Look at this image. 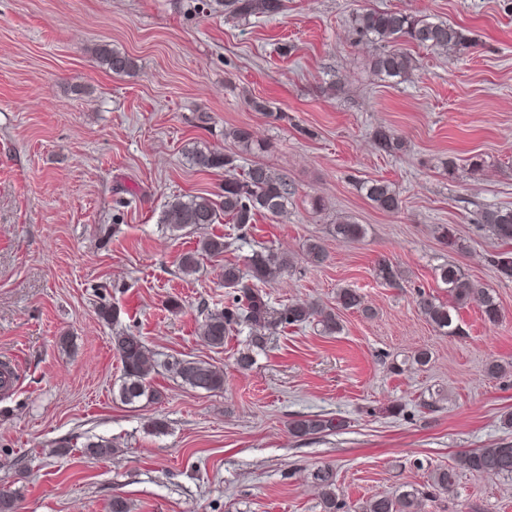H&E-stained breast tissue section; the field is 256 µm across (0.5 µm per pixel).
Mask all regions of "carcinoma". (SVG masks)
Instances as JSON below:
<instances>
[{
	"mask_svg": "<svg viewBox=\"0 0 512 512\" xmlns=\"http://www.w3.org/2000/svg\"><path fill=\"white\" fill-rule=\"evenodd\" d=\"M227 7L236 18L262 14L274 16L283 9L282 0H228ZM354 30L370 43L383 44L404 39L419 46L440 49L448 53L472 45L463 29L446 22H433L424 16L392 11H366L353 16ZM98 62L116 75L128 74L135 68L134 59L126 53L101 46L94 50ZM377 72L406 81L411 78L412 66L409 57L399 50H379L373 57ZM378 148L386 153L402 149L403 144L394 132L386 127L375 131ZM193 163L202 169H231L235 158L211 150L192 151ZM361 189L378 209L395 213L401 208V199L395 188L383 180H371L362 184ZM293 194L286 180L262 165L255 164L244 171L240 178L224 180L219 199L208 194L177 197L166 205L160 223L173 231L193 233L207 224L218 222L220 215L229 217L240 230L247 229L258 214L271 218L284 215ZM479 223L492 229L503 242L512 241V208L509 206H488L481 210ZM336 236L355 241L365 231L360 224L343 220L336 224ZM307 263L318 267L327 258L324 246L311 241L305 250ZM250 278L258 282H272L292 267V262L271 250L256 251L248 259ZM440 280L448 286V293L454 303L464 306L476 304L485 320L495 323L500 317L499 304L486 288L469 279L459 268L444 265L439 268ZM224 287L229 289L231 303L221 311H210L205 316L202 340L211 348L224 347V340L236 327L245 326L251 331L250 344L262 348L267 333L280 327L301 326L319 315L323 332L332 335L341 330L339 314L334 310L316 311L312 306L296 302L278 309L271 305L262 290L247 282L238 266H224ZM336 302L344 310H360L371 313L363 297L352 288H341L336 293ZM420 313L438 329L454 333L453 318L448 305L437 299L419 293L417 301ZM112 349L122 366V380L118 395L126 403L134 404L143 398L158 399L150 388V374L154 365L148 363L146 345L141 336L131 331H117L112 334ZM166 369L183 384L207 392L224 389V372L212 365L191 359H174ZM347 420L342 417L317 414L298 417L288 424L289 432L296 438L317 434H332L344 430ZM87 452L94 456L112 455V441L99 438L84 444ZM493 474L512 478V442H502L489 448L472 449L448 466L431 469L425 489L413 488L395 496H376L359 506L360 512H422L424 500L441 493L452 491L460 474ZM314 480L320 488L322 512H345L346 503L336 495V474L329 465L318 468Z\"/></svg>",
	"mask_w": 512,
	"mask_h": 512,
	"instance_id": "obj_1",
	"label": "carcinoma"
}]
</instances>
